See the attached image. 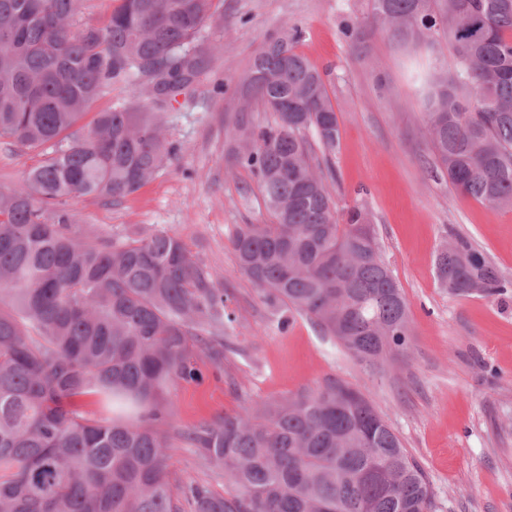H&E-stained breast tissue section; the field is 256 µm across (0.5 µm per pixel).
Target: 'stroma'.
Wrapping results in <instances>:
<instances>
[{
  "instance_id": "35a3bbf8",
  "label": "stroma",
  "mask_w": 512,
  "mask_h": 512,
  "mask_svg": "<svg viewBox=\"0 0 512 512\" xmlns=\"http://www.w3.org/2000/svg\"><path fill=\"white\" fill-rule=\"evenodd\" d=\"M371 0H223L205 31L215 52L190 100L176 103L167 138L177 152L135 194L114 202L83 197L81 224L126 233L158 228L181 239L227 296L236 353L172 395L175 426L190 428L336 379L364 392L424 468L433 512H512V295L450 296L435 255L451 237L469 239L512 280V210L455 191L436 168L410 79L412 61L385 28L370 22ZM354 24L357 42L342 34ZM320 71L338 118L331 164L338 210L364 207L381 255L403 290L411 348L371 368L358 363L303 315L288 332L239 269L229 238L236 225L269 215L251 173L227 162L225 128L241 108V77L253 56L284 30ZM177 483L223 490L219 471L173 442Z\"/></svg>"
}]
</instances>
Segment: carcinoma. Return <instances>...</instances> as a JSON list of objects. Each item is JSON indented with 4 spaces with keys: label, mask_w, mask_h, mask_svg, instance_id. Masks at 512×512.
<instances>
[{
    "label": "carcinoma",
    "mask_w": 512,
    "mask_h": 512,
    "mask_svg": "<svg viewBox=\"0 0 512 512\" xmlns=\"http://www.w3.org/2000/svg\"><path fill=\"white\" fill-rule=\"evenodd\" d=\"M83 0H0V141L47 148L0 190V512H431L425 472L370 399L330 380L182 431L171 390L233 351L224 289L165 229L130 235L80 224L69 201H118L171 159L163 117L190 95L212 49L200 43L219 0H116L107 23ZM416 55L452 42L450 72L415 75L425 132L457 191L512 208V0H372V21ZM268 42L242 78L271 114L236 113L225 134L271 222L229 238L240 270L278 309L284 332L309 317L358 362L408 352L402 290L366 211L339 213L330 187L339 126L323 73ZM147 93L95 114L115 83ZM435 258L440 283L469 296L512 292L465 237ZM98 397L101 412L75 399ZM218 468L224 489L175 486L171 439Z\"/></svg>",
    "instance_id": "carcinoma-1"
}]
</instances>
